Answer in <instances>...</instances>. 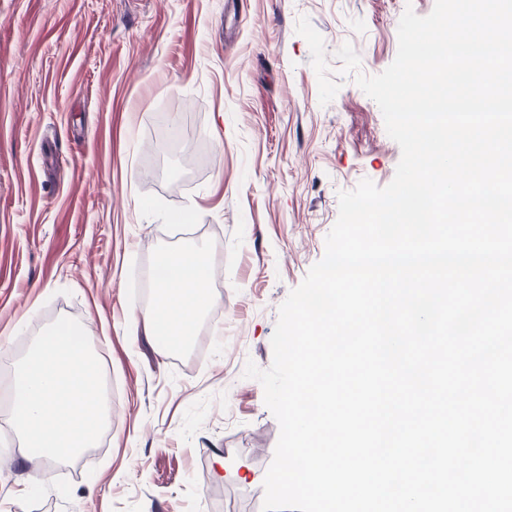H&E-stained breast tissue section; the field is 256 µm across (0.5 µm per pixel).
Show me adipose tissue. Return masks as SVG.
Returning a JSON list of instances; mask_svg holds the SVG:
<instances>
[{
  "label": "adipose tissue",
  "instance_id": "obj_1",
  "mask_svg": "<svg viewBox=\"0 0 512 512\" xmlns=\"http://www.w3.org/2000/svg\"><path fill=\"white\" fill-rule=\"evenodd\" d=\"M162 264L165 273L139 320L153 335L166 337L169 346L180 347L193 336L209 300L212 259L204 250L187 249L163 257Z\"/></svg>",
  "mask_w": 512,
  "mask_h": 512
}]
</instances>
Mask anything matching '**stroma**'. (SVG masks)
I'll return each instance as SVG.
<instances>
[{
  "mask_svg": "<svg viewBox=\"0 0 512 512\" xmlns=\"http://www.w3.org/2000/svg\"><path fill=\"white\" fill-rule=\"evenodd\" d=\"M435 0H0V512H262L279 438L247 362L325 254L338 195L401 158L377 103L340 75L398 50ZM203 248L211 297L166 348L132 315L160 256ZM77 320L112 422L77 462L18 458L7 376Z\"/></svg>",
  "mask_w": 512,
  "mask_h": 512,
  "instance_id": "1",
  "label": "stroma"
}]
</instances>
